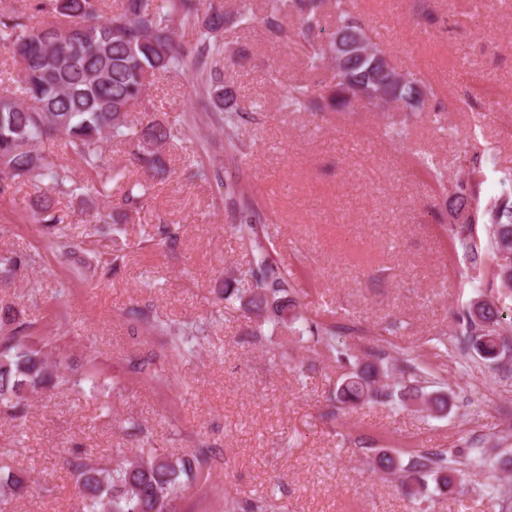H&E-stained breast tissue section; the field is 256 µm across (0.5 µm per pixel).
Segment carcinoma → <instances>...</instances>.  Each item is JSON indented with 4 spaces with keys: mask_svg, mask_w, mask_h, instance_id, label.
<instances>
[{
    "mask_svg": "<svg viewBox=\"0 0 512 512\" xmlns=\"http://www.w3.org/2000/svg\"><path fill=\"white\" fill-rule=\"evenodd\" d=\"M17 0H0V49L18 67L17 84L0 89V193L9 192L25 180L46 179L50 189L36 200L38 222L55 228L66 237L64 218L57 213L52 193L84 198L99 194L122 178L120 171L104 155L103 142L109 138L127 140L134 146L135 159L154 175L166 172L167 147L181 138L183 128L158 118H136L133 107L148 96L154 80L162 75L187 74L197 83V96L204 109L224 124V151L241 154L246 145L236 138L239 125L248 121V112L238 105L234 82L226 78V68L234 65L238 51L218 36L224 26L261 25L271 36L284 40L288 29L282 20V0H267L264 13L256 15L247 0L235 14L217 6L201 12L197 0H121V13L103 18L108 0H50L55 21L44 27L28 23ZM299 15V45L313 70L320 69L336 53V37L357 31L364 21L355 14L350 0H335L336 28L327 31L325 0H293ZM195 30V38L181 42L176 31L183 25ZM396 66L391 61L376 63L375 56H355L333 71L332 81L319 90L313 85H291L285 107L293 112H348L358 107H378L372 93L380 90L392 102L416 109L430 89L418 72H407L403 84L392 82ZM52 139L64 141L67 149L82 162L89 178L78 182L69 168L47 156L40 146ZM485 161L474 152L464 163L461 176L448 190L447 200L469 216L448 225L449 237L478 266L491 261L495 277L489 287L497 300L477 299L458 313L459 348L472 350L489 361H500L512 352L504 330L512 325V177L501 181L500 195L488 208H480ZM149 186L128 181L121 208L138 211L144 206ZM224 198L237 206L236 231L253 252L246 275L250 288L242 291L224 283V301L239 303L251 315L263 335L269 323L306 326L317 341L334 348L336 327L320 326L301 314L298 301L290 296L288 272L273 262L261 239L262 213L241 180L224 182ZM487 219L486 246H481L477 226ZM44 337L19 321L11 305H0V413L13 421L25 417V397L35 389L53 387L65 379L61 363L50 364L44 353ZM380 365L354 364L336 389V402L344 409L367 403L385 404L398 395L401 401L421 404L443 413L448 409L447 393L426 391L432 367L426 359H405L400 392L380 384ZM491 448H477L475 455H450L444 451H424L408 461L391 452L376 455L379 470L404 474L409 493L416 494L430 475L449 486L452 474L472 462H480ZM211 450L198 449L187 457H169L154 448L140 450L139 460L98 469L82 456L66 461L75 478L80 512H173V501L194 488L209 470ZM26 485L22 474L0 478V492L19 494Z\"/></svg>",
    "mask_w": 512,
    "mask_h": 512,
    "instance_id": "cac0c4a2",
    "label": "carcinoma"
}]
</instances>
